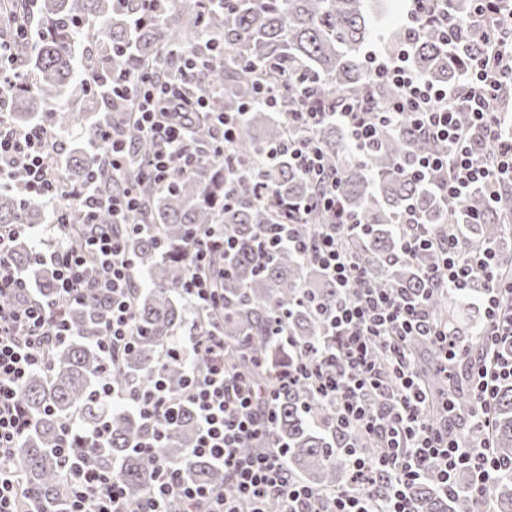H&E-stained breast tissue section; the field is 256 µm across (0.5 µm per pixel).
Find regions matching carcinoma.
I'll return each mask as SVG.
<instances>
[{
  "instance_id": "1",
  "label": "carcinoma",
  "mask_w": 512,
  "mask_h": 512,
  "mask_svg": "<svg viewBox=\"0 0 512 512\" xmlns=\"http://www.w3.org/2000/svg\"><path fill=\"white\" fill-rule=\"evenodd\" d=\"M448 17L461 30H445L425 23L419 35L410 37L402 27L391 29L390 42L409 49L413 67L429 81L458 86L472 59L486 54L487 35L467 27L479 5L478 0H447ZM17 44L16 55L5 67L6 77L17 80L7 92L13 105L9 126L23 128L31 119L63 139L76 126L84 140L95 137L112 113L129 112L132 104L112 98H97L100 112L89 120L81 109L64 103L72 85L84 87L95 78L108 80L119 74L135 79L150 73L160 80L177 78L170 71L167 54L179 45L198 53L213 39L217 49L204 52L203 78L224 92L217 107L236 111L249 105L238 138L227 157L206 160L192 174L179 177L173 189L158 193L141 181L137 160H132L126 178L112 181L106 175L102 188L110 192L136 183L145 200V218L150 230L130 235L128 251L137 269L149 282L133 293L135 314L141 335L123 353L119 368H109L97 346L110 312L109 297L89 288L79 302L66 308L74 336L53 348L51 366L36 371L24 382L18 401L30 422L24 438L14 449L13 461L21 470L23 488L39 512H63L64 472L67 462L92 448L88 434L73 430L63 439L69 416L83 411L86 425L99 420L108 423L107 442L98 447L99 463L120 468L126 489L128 512H140L152 481L153 466L136 452L145 425L134 412L96 399L105 378L117 387L131 382H149L152 370L163 369L170 386L183 384L184 366L174 359H162L167 342L191 319L197 330L224 325L227 362L240 371L277 386L279 375L288 369L299 348L322 340L324 320L301 302L311 291L321 302H336V286L322 275L312 261H303L295 250L281 249L261 257L255 242L266 224L276 222V209L269 198L301 203L315 192L314 185L288 161L280 158L261 169L257 182L269 194L260 196L254 184L239 178L242 169L286 139H302L305 128L270 119L259 99L257 81L269 80L283 87L281 112H295L300 100L311 98L327 105L364 94L369 74L360 54L372 28L365 0H167L160 12L143 19V0H36L30 11L26 0L6 6ZM114 132L130 143L138 157L149 155L152 146L139 127L128 119L117 122ZM328 166L337 169V199L343 209L362 217L368 234L357 243L370 278L377 288L405 289L414 294L425 287L422 274L435 267L438 256L422 250L403 256L397 243L396 224L409 213L423 224V231L436 236L456 225L468 230L466 241L473 247L506 243L505 225L512 222V188L492 201L482 192H470L444 204L437 192L409 175L415 160L437 150V146L410 133L407 126L383 130L381 142L360 162L350 154L342 131L331 123L316 130ZM102 165L101 151L87 147L73 150L61 170L69 188H79ZM25 172L16 171L11 186L0 187L1 224H44L50 205L26 198L20 191ZM300 235L314 237L325 215L318 209L306 216L293 214ZM65 219L71 227L85 223L76 200L67 201ZM224 224L238 247L230 258L218 253L206 274L211 276L224 303L193 317V309L180 294L190 269L187 237L197 225ZM33 239L20 237L13 260L26 279L37 288V296L48 302L55 295V279L45 264L35 263ZM429 310L434 320L464 333L468 345L477 349L480 325L466 312V304L451 301L436 292ZM286 317L289 337L270 349L274 319ZM295 346H288V338ZM410 347L428 366L436 364V352L415 338ZM492 443L496 457L512 462V383L502 382L494 403ZM331 424L327 409L317 403L306 381L285 387L277 402L275 435L286 447V462L292 474L318 491L339 488L345 464L330 454L336 436L328 435ZM197 434L192 408L180 407L177 421L155 449L163 461L184 465L188 476L208 485L224 484V472L205 459L190 456ZM415 512H472L469 498L447 495L436 474L430 473L410 489ZM497 512H512V480L494 490Z\"/></svg>"
}]
</instances>
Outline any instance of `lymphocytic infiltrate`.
<instances>
[{
	"mask_svg": "<svg viewBox=\"0 0 512 512\" xmlns=\"http://www.w3.org/2000/svg\"><path fill=\"white\" fill-rule=\"evenodd\" d=\"M474 22L490 33L491 52L469 67L457 90L418 74L405 48L384 45L365 58L370 81L361 99L333 113L320 102L307 100L286 115L288 123L305 126L310 134L303 140L285 141L281 153L288 155L298 172L320 185L313 205L327 214L328 222L310 239L296 237L293 224L285 219L266 225L258 249L264 254L284 247L298 249L335 282L338 297L330 307L313 305L326 321L327 344L298 354L280 383L308 381L318 401L332 409L336 434L343 439L339 453L349 473L348 487L319 492L288 471L273 433L277 391L227 370L224 329L215 325L171 343V354L185 366L180 390H171L158 373L144 386L120 389L109 382L102 386L104 399L134 410L145 421L148 431L138 448L148 459H153L155 448L174 424L178 406L191 405L198 424L191 454L223 468L225 487L233 489L225 494V487L189 481L179 465L155 462L141 512H171L175 504L180 512H239L241 500L252 503V512H263L271 497L280 499L281 512H414L408 490L432 469L447 488L459 470H469L472 480L465 492L474 512H495L489 492L499 482L502 467L493 455L491 434L498 384L512 379V351L499 350L500 344H512V274L505 272L493 245L470 249L452 233L425 239L410 219L399 227L401 254L433 247L441 255L440 264L424 272L427 286L421 294L394 295L375 287L355 248L361 220L339 209L338 175L327 166L313 135L324 121H336L351 153L362 160L382 128L406 123L416 135L443 146L442 151L418 159L411 175L434 184L444 202H454L474 187L495 195L512 185V130L507 127L511 119L495 108L501 92L512 86V5L484 0ZM170 61L181 77L179 84L145 74L133 83L113 82L111 90L116 99L137 96L134 118L154 145L141 163V174L159 191L171 189L204 157L223 156L235 142L244 117L240 111H213L212 103L221 92L204 84L198 55L176 52ZM381 85L393 87L396 96L380 108L374 90ZM195 112L208 113L213 124L204 152L192 145L190 116ZM19 167L28 174L24 195L60 207L77 199L86 224L80 240L72 242L61 215L53 217L56 245L36 254L37 260L54 268L56 296L49 303L35 298L13 263V242L22 225L0 226V512H23L22 481L11 458L28 420L17 395L30 374L47 369L54 345L71 336L66 307L87 287L111 297L112 309L99 343L110 362H117L140 333L132 305L135 263L125 250L126 234L145 229L136 219L144 208L138 190L128 186L105 194L95 179L81 189H65L58 179V147L39 123L0 128V183L11 179ZM104 209L111 211L112 224L98 223ZM235 246L234 237L221 224L206 225L192 235L188 250L193 270L181 292L194 308L218 304L217 289L205 270L215 251L229 253ZM438 285L457 297L477 300L484 319L485 350L471 353L460 337L437 328L427 300ZM414 336L437 347L441 371L467 362L472 382L469 436L448 430V419L455 413L453 402L443 401L438 417L428 415V389L408 349ZM361 436L380 441L377 457L362 451L357 442ZM254 442L267 443L268 451L244 454V447ZM65 512H127L120 472L90 458L71 462Z\"/></svg>",
	"mask_w": 512,
	"mask_h": 512,
	"instance_id": "lymphocytic-infiltrate-1",
	"label": "lymphocytic infiltrate"
}]
</instances>
